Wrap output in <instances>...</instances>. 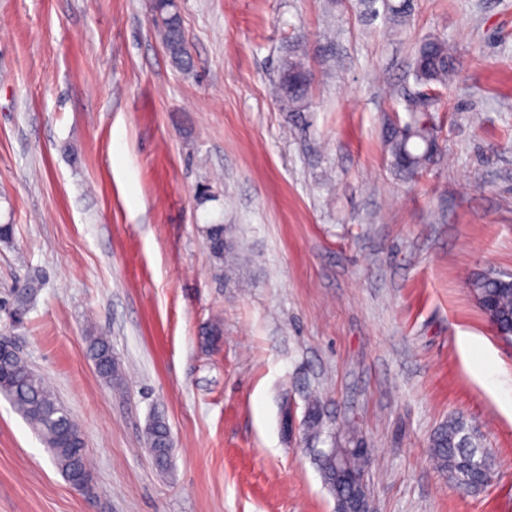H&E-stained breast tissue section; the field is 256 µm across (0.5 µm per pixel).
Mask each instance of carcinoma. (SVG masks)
Listing matches in <instances>:
<instances>
[{
    "mask_svg": "<svg viewBox=\"0 0 512 512\" xmlns=\"http://www.w3.org/2000/svg\"><path fill=\"white\" fill-rule=\"evenodd\" d=\"M455 73V55L448 41L438 37L425 39L418 47L413 66L415 80L428 88L445 86ZM310 73L303 60L292 54L284 62L275 86L276 97L290 112H301L308 104ZM435 101L412 99L409 121L388 124L385 142L394 169L409 177L423 175L441 154L438 131L431 116ZM218 276L232 264L224 263V254L230 247L224 243V225L212 224L206 229ZM506 275L494 271L476 274L471 289L477 303L487 315L500 336L512 339V286L505 284ZM42 282L32 277L11 293L16 310H25L33 301ZM89 351L102 378L110 382L119 377V368L112 358V346L106 337L88 336ZM0 393L5 395L42 438L57 467L66 480L74 485L92 474L84 450V438L73 422L67 408L61 403L43 378L19 356L0 364ZM305 425L317 435L321 431V411L318 401L309 403ZM148 449L160 468L169 464L168 448L172 441L165 421L156 417L146 429ZM431 452L448 473L449 482L470 490L487 485L494 473V462L481 442L461 418L448 420L434 433ZM363 456L350 452L344 456H321V470L325 483L336 498L347 504L364 493L360 474Z\"/></svg>",
    "mask_w": 512,
    "mask_h": 512,
    "instance_id": "carcinoma-1",
    "label": "carcinoma"
}]
</instances>
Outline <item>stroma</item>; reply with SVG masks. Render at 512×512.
<instances>
[{
    "label": "stroma",
    "mask_w": 512,
    "mask_h": 512,
    "mask_svg": "<svg viewBox=\"0 0 512 512\" xmlns=\"http://www.w3.org/2000/svg\"><path fill=\"white\" fill-rule=\"evenodd\" d=\"M151 9L0 0V297L43 281L0 332L80 427L96 482L76 491L0 395V512H336L319 452L351 427L372 512H512V342L468 287L512 272V0H411L399 22L370 0H179L184 68ZM433 36L458 67L435 107L443 156L410 180L382 128ZM294 50L301 112L269 93ZM93 333L120 382L97 374ZM458 416L495 463L478 491L429 448ZM206 236L210 242L218 276L221 277L224 275V254H231V248L224 243V225L211 224L206 229ZM148 449L160 468H166L169 464V453H172V441L167 424L161 417H156L146 429ZM169 448V453H168Z\"/></svg>",
    "instance_id": "35a3bbf8"
}]
</instances>
